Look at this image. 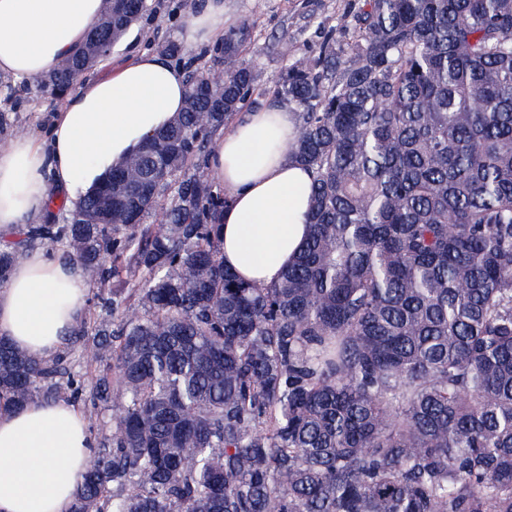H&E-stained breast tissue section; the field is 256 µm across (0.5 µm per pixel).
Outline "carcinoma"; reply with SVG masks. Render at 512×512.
<instances>
[{
	"instance_id": "obj_1",
	"label": "carcinoma",
	"mask_w": 512,
	"mask_h": 512,
	"mask_svg": "<svg viewBox=\"0 0 512 512\" xmlns=\"http://www.w3.org/2000/svg\"><path fill=\"white\" fill-rule=\"evenodd\" d=\"M150 9L128 0L102 34ZM249 38L225 32L222 71L192 70L183 111L70 220L0 250L2 285L20 250L61 244L114 318L72 336L112 355L89 425L118 405L71 512H512V0H359L284 65L269 104L297 111L311 233L266 286L224 267L207 165L258 106ZM91 69L78 51L43 84ZM122 271L136 287L107 292ZM64 387L81 391L67 357L0 337L1 411Z\"/></svg>"
}]
</instances>
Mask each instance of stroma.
Segmentation results:
<instances>
[{
  "mask_svg": "<svg viewBox=\"0 0 512 512\" xmlns=\"http://www.w3.org/2000/svg\"><path fill=\"white\" fill-rule=\"evenodd\" d=\"M357 0H224V23H248L251 38L240 57L255 69L261 90L273 88L286 59L318 55L327 31L337 16ZM153 9L112 48V63H120L130 50L165 54L167 45H179V34L205 0H151ZM12 96L0 91V143L26 134H46L58 101L11 79Z\"/></svg>",
  "mask_w": 512,
  "mask_h": 512,
  "instance_id": "stroma-1",
  "label": "stroma"
}]
</instances>
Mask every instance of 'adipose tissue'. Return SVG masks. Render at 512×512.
Instances as JSON below:
<instances>
[{"label":"adipose tissue","mask_w":512,"mask_h":512,"mask_svg":"<svg viewBox=\"0 0 512 512\" xmlns=\"http://www.w3.org/2000/svg\"><path fill=\"white\" fill-rule=\"evenodd\" d=\"M102 0H0V73L38 86L96 25ZM224 0H208L180 34L189 48L224 43ZM184 71L133 51L108 75H86L61 101L46 141L16 137L0 151V235L52 197L77 203L112 167L181 112ZM293 113L263 108L214 135L209 169L230 199L219 232L224 265L243 281L275 282L310 233V171L287 156ZM87 285L76 262L23 250L0 286V336L39 358L75 328ZM94 443L64 400L0 413V512H70Z\"/></svg>","instance_id":"1"}]
</instances>
